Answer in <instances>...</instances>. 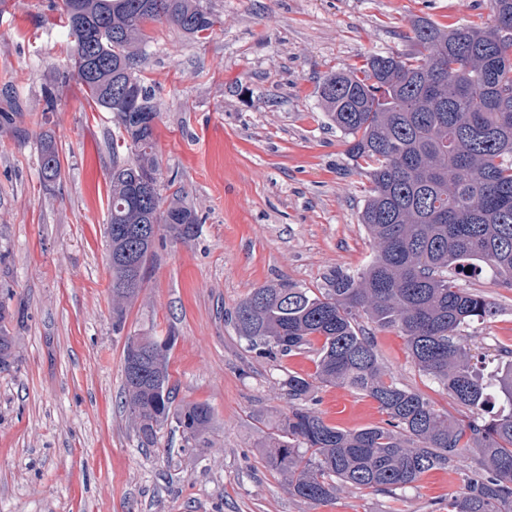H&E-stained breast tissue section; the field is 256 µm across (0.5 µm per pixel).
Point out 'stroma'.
<instances>
[{
    "label": "stroma",
    "mask_w": 512,
    "mask_h": 512,
    "mask_svg": "<svg viewBox=\"0 0 512 512\" xmlns=\"http://www.w3.org/2000/svg\"><path fill=\"white\" fill-rule=\"evenodd\" d=\"M59 0H11L0 11V298L13 314L14 364L0 372V512H448L453 470L386 495L341 488L333 501L294 496L265 443L288 412V375L313 377L320 340L273 359L250 350L230 315L255 288L285 277L318 292L375 247L358 214L370 189L321 104L326 75L405 49L409 22L488 21L487 0H203L220 22L193 40L148 27L144 75L156 88L163 199L197 211L187 242L162 237L143 289L112 314L108 220L113 113L72 79ZM54 107H47V95ZM62 178L40 180L41 134ZM493 317L463 334L482 352L512 347V288L481 276ZM171 340L176 405L213 413L206 445L175 423L141 445L122 405L129 337ZM395 381L462 419L465 409L413 362L403 336L376 332ZM312 408L346 430L383 424L365 395L316 384Z\"/></svg>",
    "instance_id": "35a3bbf8"
}]
</instances>
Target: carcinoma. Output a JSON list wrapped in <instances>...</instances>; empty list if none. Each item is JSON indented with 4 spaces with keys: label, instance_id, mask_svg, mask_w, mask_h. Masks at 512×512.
Wrapping results in <instances>:
<instances>
[{
    "label": "carcinoma",
    "instance_id": "obj_1",
    "mask_svg": "<svg viewBox=\"0 0 512 512\" xmlns=\"http://www.w3.org/2000/svg\"><path fill=\"white\" fill-rule=\"evenodd\" d=\"M491 24L448 28L411 21V50L373 55L364 77L330 73L321 84L329 120L370 189L359 212L376 254L357 272L335 271L320 294L282 277L235 308L233 325L251 350L288 357L322 340L315 377L288 375V416L269 436L270 460L288 473L292 493L324 504L338 487L393 492L431 470L458 471L461 491L448 512H512V348L498 350L489 379L462 336L496 307L460 288L466 270L486 271L512 288V0H489ZM61 26L73 39L72 77L93 104L115 115L109 221L105 235L117 321L142 290L160 227L182 242L199 230L179 193L162 206L158 183L156 95L139 67L146 27L166 24L199 39L218 23L202 0H61ZM42 184L61 179L58 149L40 140ZM0 300V370L13 363V337ZM366 316L371 330L358 318ZM404 336L424 373L469 412L456 419L424 394L387 377L376 330ZM359 391L387 419L345 430L306 407L314 382ZM166 343L128 338L124 405L142 442L175 416L185 441L201 445L212 420L205 403L172 411ZM472 456L475 465L462 464Z\"/></svg>",
    "mask_w": 512,
    "mask_h": 512
}]
</instances>
